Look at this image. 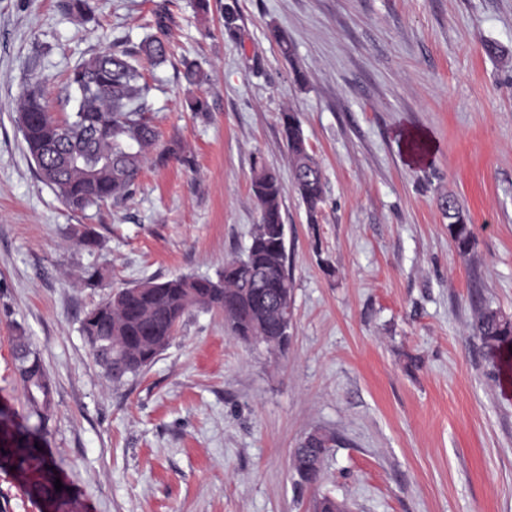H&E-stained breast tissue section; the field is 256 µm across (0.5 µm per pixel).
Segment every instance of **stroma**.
Masks as SVG:
<instances>
[{
	"mask_svg": "<svg viewBox=\"0 0 512 512\" xmlns=\"http://www.w3.org/2000/svg\"><path fill=\"white\" fill-rule=\"evenodd\" d=\"M89 3L82 17L74 0H0V403L26 419L21 328L53 385L47 440L69 512H312L323 494L349 512H512V393L471 329L485 308L512 320V0ZM160 11L174 55L139 63L158 145L130 197L72 211L36 173L20 103L37 86L50 112L72 115L68 71L137 51ZM184 58L203 82L184 80ZM194 98L208 111L190 112ZM286 108L325 176L313 223ZM418 133L428 150L414 162ZM259 163L283 187L287 353L244 346L196 308L151 366L107 379L85 313L116 289L216 278L259 222ZM450 195L471 219L463 257ZM83 225L100 247L79 243ZM91 267L101 287L83 285ZM317 428L338 443L306 489L291 453ZM44 509L0 470V512Z\"/></svg>",
	"mask_w": 512,
	"mask_h": 512,
	"instance_id": "35a3bbf8",
	"label": "stroma"
}]
</instances>
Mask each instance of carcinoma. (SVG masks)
<instances>
[{
    "mask_svg": "<svg viewBox=\"0 0 512 512\" xmlns=\"http://www.w3.org/2000/svg\"><path fill=\"white\" fill-rule=\"evenodd\" d=\"M165 19V14H156L158 33L146 37L139 47V53L154 66L166 63L172 55L169 40L163 38ZM181 65L187 83L198 84L205 77L199 63L183 59ZM76 82L83 83L85 90L73 116L56 118L40 91L33 89L24 96L18 118L23 120L20 127L39 177L70 209L83 213L132 194L158 134L147 115L151 86L143 81L134 54L126 50L99 53L70 72L68 84ZM280 126L295 190L314 222L325 201L322 169L309 152L299 114L282 110ZM252 191L260 208V223L255 225L245 254L225 261L217 280L183 275L125 288L85 314L83 336L108 379L118 381L150 366L193 308L222 314L227 331L241 343L279 351L288 346L290 325L284 322V311L291 304L292 284L286 270L279 176L260 168ZM444 208L455 247L464 257L472 242L469 219L451 195ZM473 335L498 362L512 360V321L499 312L480 311ZM14 344L25 350L23 357H15L16 370L28 417L36 418L37 424L21 427L9 409L0 408V468L14 466L21 477L38 475L32 493L52 512H61L68 502V490L55 489L56 464L43 438L54 404L53 387L24 331L16 332ZM337 442L336 433L316 429L308 433L307 443H298L292 452L298 485L319 481L324 460ZM313 512H345V505L323 495L314 499Z\"/></svg>",
    "mask_w": 512,
    "mask_h": 512,
    "instance_id": "carcinoma-1",
    "label": "carcinoma"
}]
</instances>
